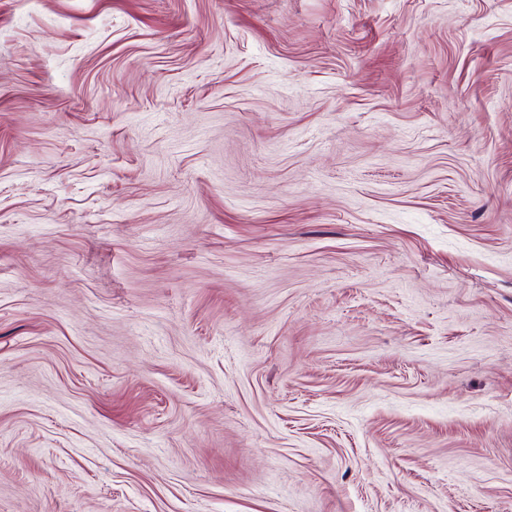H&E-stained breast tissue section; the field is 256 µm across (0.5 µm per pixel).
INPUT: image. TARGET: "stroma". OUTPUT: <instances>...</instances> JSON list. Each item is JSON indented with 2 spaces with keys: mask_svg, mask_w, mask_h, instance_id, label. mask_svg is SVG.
Wrapping results in <instances>:
<instances>
[{
  "mask_svg": "<svg viewBox=\"0 0 512 512\" xmlns=\"http://www.w3.org/2000/svg\"><path fill=\"white\" fill-rule=\"evenodd\" d=\"M0 512H512V0H0Z\"/></svg>",
  "mask_w": 512,
  "mask_h": 512,
  "instance_id": "obj_1",
  "label": "stroma"
}]
</instances>
